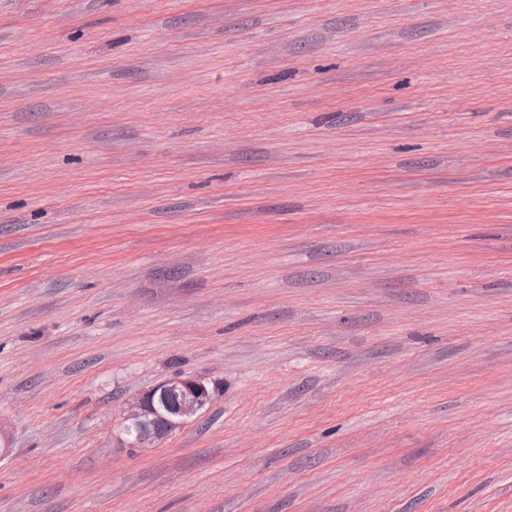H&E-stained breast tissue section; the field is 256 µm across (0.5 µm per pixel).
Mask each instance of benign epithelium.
Masks as SVG:
<instances>
[{"label": "benign epithelium", "mask_w": 512, "mask_h": 512, "mask_svg": "<svg viewBox=\"0 0 512 512\" xmlns=\"http://www.w3.org/2000/svg\"><path fill=\"white\" fill-rule=\"evenodd\" d=\"M213 389L202 377L180 375L144 391L129 403L121 421L123 445L153 448L189 421L204 413Z\"/></svg>", "instance_id": "obj_1"}]
</instances>
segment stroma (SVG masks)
Masks as SVG:
<instances>
[{
    "instance_id": "35a3bbf8",
    "label": "stroma",
    "mask_w": 512,
    "mask_h": 512,
    "mask_svg": "<svg viewBox=\"0 0 512 512\" xmlns=\"http://www.w3.org/2000/svg\"><path fill=\"white\" fill-rule=\"evenodd\" d=\"M0 427V512H512V0H0ZM212 400L213 389L202 377L183 374L163 381L129 403L121 441L129 448H153L204 413Z\"/></svg>"
}]
</instances>
